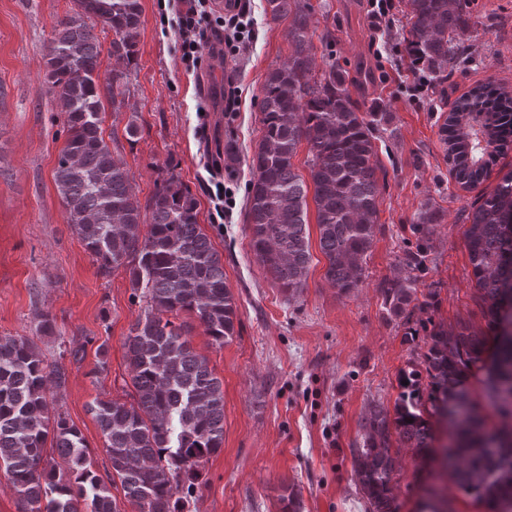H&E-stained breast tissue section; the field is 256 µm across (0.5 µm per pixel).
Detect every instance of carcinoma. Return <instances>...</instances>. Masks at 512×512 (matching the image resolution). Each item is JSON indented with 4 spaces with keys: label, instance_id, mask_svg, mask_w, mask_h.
<instances>
[{
    "label": "carcinoma",
    "instance_id": "cac0c4a2",
    "mask_svg": "<svg viewBox=\"0 0 512 512\" xmlns=\"http://www.w3.org/2000/svg\"><path fill=\"white\" fill-rule=\"evenodd\" d=\"M271 19L289 18L291 52L269 72L258 103L262 137L251 161L247 223L250 246L283 292L304 288L311 260L306 222L307 186L292 159L305 141L312 155L310 179L317 208L319 248L326 278L342 293L363 282V256L378 223L381 167L373 132L382 113L362 110L347 87L346 71L333 61L316 73L310 54L312 6L307 0H265ZM413 22L404 37L409 56L435 78L457 57L456 38L471 26L465 0H411ZM139 0H73L57 17L47 47L46 84L56 96L67 131L54 183L68 223L105 276L122 268L147 309L124 346L135 403L97 398L89 407L104 438L109 462L100 475L80 431L49 410L48 397L66 376L42 359L24 336H0V469L17 495L20 512H120L111 488L120 484L135 512H185L208 459L224 445V391L207 359L191 350L195 315L222 346L236 334V302L224 282V264L198 224L197 202L175 169L156 182L145 205L133 178L103 136L105 105L125 104L126 73L100 76L101 44L88 20L112 29L111 54L132 65L141 25ZM512 109L506 90L491 95L479 86L460 98L441 127L448 164L462 187L485 174L484 156L500 138L499 124ZM442 215L419 212L415 250L403 264L425 268L431 225ZM466 248L488 333L462 323L433 327L424 336L420 362L402 370L393 410L372 402L350 453L365 512H399L394 493L398 453L411 449L427 459L437 441L434 420H444L452 442L446 454L456 485L512 512V339L499 328L512 311V172L473 210ZM414 274L379 283L388 315L409 318L413 302L431 308L437 291L419 294ZM483 372V399L499 419L493 429L474 407L470 378ZM51 448H46V444Z\"/></svg>",
    "mask_w": 512,
    "mask_h": 512
}]
</instances>
